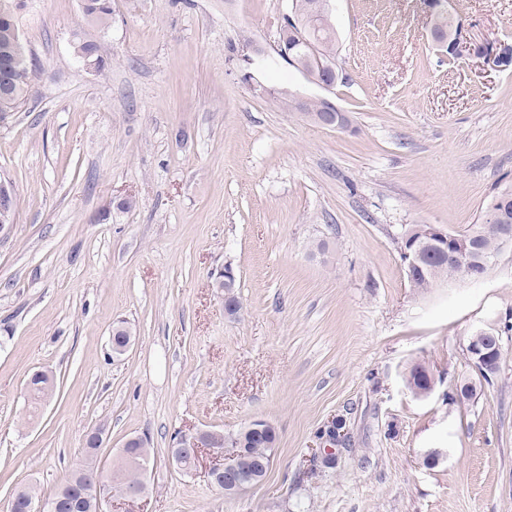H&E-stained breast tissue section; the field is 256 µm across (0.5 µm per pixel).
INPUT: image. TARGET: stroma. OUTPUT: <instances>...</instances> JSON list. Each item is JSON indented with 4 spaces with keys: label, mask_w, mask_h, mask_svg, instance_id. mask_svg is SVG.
<instances>
[{
    "label": "stroma",
    "mask_w": 512,
    "mask_h": 512,
    "mask_svg": "<svg viewBox=\"0 0 512 512\" xmlns=\"http://www.w3.org/2000/svg\"><path fill=\"white\" fill-rule=\"evenodd\" d=\"M39 70L0 117V179L19 199L0 232V512L14 490L55 493L105 426L109 465L129 438L153 450L148 494L108 512H512V251L479 283L416 295L407 225L458 234L512 187V0H447L469 51L448 56L427 0H333L336 82L276 53L291 0H25ZM96 42L105 68L73 55ZM324 97L340 131L280 98ZM328 243L312 251L313 241ZM232 268L242 306L224 312ZM127 322L128 351L109 333ZM502 332L500 369L475 399L477 327ZM432 370L425 397L412 364ZM53 373L30 409L26 383ZM276 430L265 479L227 495L203 457L170 459L177 434ZM339 422L345 448L307 460ZM444 449L429 467L424 453ZM429 372L432 373L422 364H416L411 368L407 384L416 395H427L428 391L432 390V385L435 384V377H429Z\"/></svg>",
    "instance_id": "stroma-1"
}]
</instances>
